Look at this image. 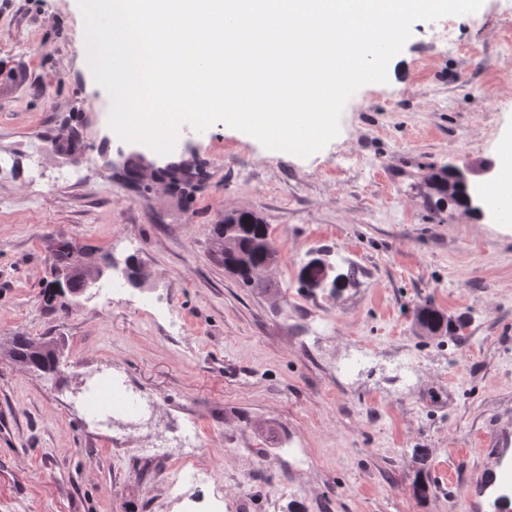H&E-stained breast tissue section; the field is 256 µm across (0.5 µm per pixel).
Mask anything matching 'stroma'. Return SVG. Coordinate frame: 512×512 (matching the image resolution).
<instances>
[{
  "label": "stroma",
  "instance_id": "1",
  "mask_svg": "<svg viewBox=\"0 0 512 512\" xmlns=\"http://www.w3.org/2000/svg\"><path fill=\"white\" fill-rule=\"evenodd\" d=\"M508 13L455 16L452 49L415 23L387 82L358 89L308 157L183 126L205 171L185 198L105 166L132 145L108 126L77 0H0V342L63 347L51 377L0 358V512H181L168 484L192 430L223 512H495L512 487V228L437 202L425 178L497 159L512 131ZM66 127L82 156L57 151ZM232 211L268 224L278 293L213 254ZM61 240L134 258L137 285L46 301ZM315 257L353 279L301 287ZM427 304L462 332L421 329ZM112 374L152 400L141 421L86 413Z\"/></svg>",
  "mask_w": 512,
  "mask_h": 512
}]
</instances>
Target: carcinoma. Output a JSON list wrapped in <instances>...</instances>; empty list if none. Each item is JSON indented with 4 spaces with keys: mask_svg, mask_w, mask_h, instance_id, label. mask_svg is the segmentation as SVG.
I'll return each instance as SVG.
<instances>
[{
    "mask_svg": "<svg viewBox=\"0 0 512 512\" xmlns=\"http://www.w3.org/2000/svg\"><path fill=\"white\" fill-rule=\"evenodd\" d=\"M201 172L194 168L191 172L172 171L165 176L167 187L182 196L193 193L199 181ZM448 182V167L444 166L439 172L427 178L429 189L440 200L451 199L458 206L466 205V192L460 191L453 197H448L444 185ZM234 224L230 234L224 231V225L218 224L213 230L212 247L220 260L230 258L239 265L236 276L246 286H262L267 292L277 291L278 284L252 280L249 271L263 266L267 261L277 258V246L271 237L268 225L262 219L250 212H239L229 215ZM82 250L70 241H61L55 249L58 266L72 270L70 288L80 292L85 287L86 278L95 269L81 264ZM420 325L429 331L438 330L444 325V316L431 307L419 310ZM5 356L12 363L30 371L44 374L54 373L61 362L62 352L59 344L48 337L14 336L4 348Z\"/></svg>",
    "mask_w": 512,
    "mask_h": 512,
    "instance_id": "carcinoma-1",
    "label": "carcinoma"
}]
</instances>
